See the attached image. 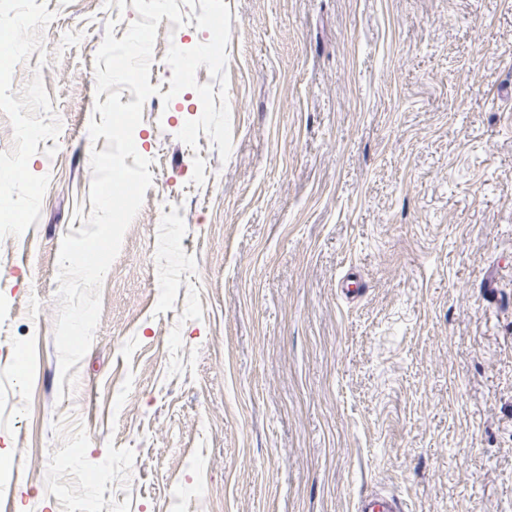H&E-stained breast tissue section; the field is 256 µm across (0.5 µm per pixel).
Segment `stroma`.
I'll return each mask as SVG.
<instances>
[{"label": "stroma", "instance_id": "obj_1", "mask_svg": "<svg viewBox=\"0 0 512 512\" xmlns=\"http://www.w3.org/2000/svg\"><path fill=\"white\" fill-rule=\"evenodd\" d=\"M226 2L231 154L179 140L194 90L143 111L153 182L64 374L58 252L106 147L94 60L138 14L0 0V496L512 512V0ZM209 38L162 19L150 85Z\"/></svg>", "mask_w": 512, "mask_h": 512}]
</instances>
